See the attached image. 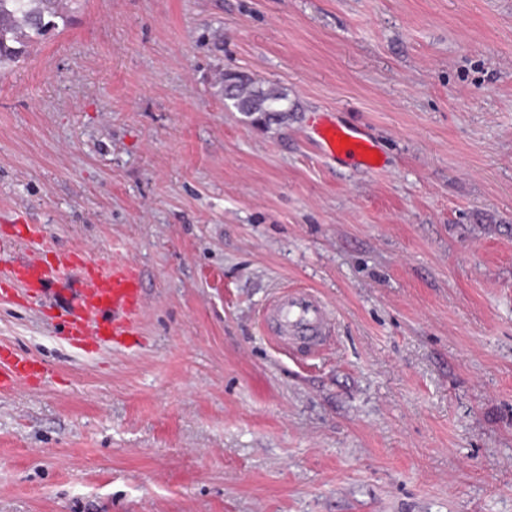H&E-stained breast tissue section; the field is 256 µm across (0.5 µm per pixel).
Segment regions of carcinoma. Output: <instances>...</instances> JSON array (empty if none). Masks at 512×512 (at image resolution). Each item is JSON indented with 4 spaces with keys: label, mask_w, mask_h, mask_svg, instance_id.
<instances>
[{
    "label": "carcinoma",
    "mask_w": 512,
    "mask_h": 512,
    "mask_svg": "<svg viewBox=\"0 0 512 512\" xmlns=\"http://www.w3.org/2000/svg\"><path fill=\"white\" fill-rule=\"evenodd\" d=\"M70 10L68 0H0V69L20 62L49 31L66 26ZM224 95L240 112L288 111L285 93L273 87L250 89L238 76L225 79Z\"/></svg>",
    "instance_id": "carcinoma-1"
}]
</instances>
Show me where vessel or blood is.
<instances>
[{"label": "vessel or blood", "mask_w": 512, "mask_h": 512, "mask_svg": "<svg viewBox=\"0 0 512 512\" xmlns=\"http://www.w3.org/2000/svg\"><path fill=\"white\" fill-rule=\"evenodd\" d=\"M311 134L325 155L345 158L363 170H377V144L368 133L319 121L312 125ZM24 240L34 255L18 267L16 278L30 298L46 297L48 285L64 280L71 268L81 267L86 272L81 285L72 289L60 317L69 343L118 344L137 333L145 302L135 267L124 261L94 260L83 252L64 255L54 263L42 262L36 257L43 246L41 237L30 232ZM264 317L271 321V333L284 347L311 344L330 323L327 306L308 290H282L266 307ZM44 376L40 362L0 346V392L39 386Z\"/></svg>", "instance_id": "b4317fda"}]
</instances>
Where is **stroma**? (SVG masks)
Listing matches in <instances>:
<instances>
[{"instance_id":"stroma-1","label":"stroma","mask_w":512,"mask_h":512,"mask_svg":"<svg viewBox=\"0 0 512 512\" xmlns=\"http://www.w3.org/2000/svg\"><path fill=\"white\" fill-rule=\"evenodd\" d=\"M288 94L255 121L224 76ZM329 111L385 163L322 157ZM133 263L124 345L0 261V512H512V0H82L0 70V245ZM331 310L317 351L262 312ZM273 324L271 333L284 348L289 344H311L325 333L330 323V313L316 295L309 290L279 292L266 307L264 320ZM45 376L43 365L10 347L0 346V392L39 386Z\"/></svg>"}]
</instances>
